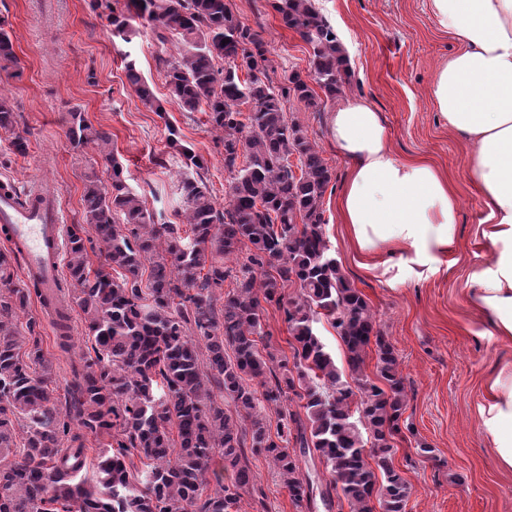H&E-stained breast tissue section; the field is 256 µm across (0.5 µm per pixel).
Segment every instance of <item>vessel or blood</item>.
<instances>
[{
  "label": "vessel or blood",
  "mask_w": 512,
  "mask_h": 512,
  "mask_svg": "<svg viewBox=\"0 0 512 512\" xmlns=\"http://www.w3.org/2000/svg\"><path fill=\"white\" fill-rule=\"evenodd\" d=\"M0 223L9 227V243L37 276L44 296H53L61 278V216L51 198L20 203L16 192L0 193Z\"/></svg>",
  "instance_id": "1"
}]
</instances>
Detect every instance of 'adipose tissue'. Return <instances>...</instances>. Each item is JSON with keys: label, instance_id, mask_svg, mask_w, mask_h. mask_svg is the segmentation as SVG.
Returning a JSON list of instances; mask_svg holds the SVG:
<instances>
[{"label": "adipose tissue", "instance_id": "1", "mask_svg": "<svg viewBox=\"0 0 512 512\" xmlns=\"http://www.w3.org/2000/svg\"><path fill=\"white\" fill-rule=\"evenodd\" d=\"M439 28L459 44L435 72L430 98L448 126L474 150L467 177L488 212L478 235L489 264L466 284L484 332L512 345V0H429ZM332 140L351 163L336 201L367 273L381 254L402 250L424 260L456 238L457 196L438 168L397 158L378 112L353 98L331 116ZM479 414L500 469L512 471V362L484 382Z\"/></svg>", "mask_w": 512, "mask_h": 512}]
</instances>
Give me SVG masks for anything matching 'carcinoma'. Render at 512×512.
<instances>
[{
  "label": "carcinoma",
  "instance_id": "obj_1",
  "mask_svg": "<svg viewBox=\"0 0 512 512\" xmlns=\"http://www.w3.org/2000/svg\"><path fill=\"white\" fill-rule=\"evenodd\" d=\"M272 6L312 49L307 76L293 70L277 86L268 75L276 71L270 51L229 0H129L162 53L177 44V56H158L170 95L186 112L209 113L210 129L224 145V210L203 176H186L181 194L191 234L155 223L126 184L109 134L83 113H70L71 145L97 146L111 166L105 181L94 170L84 174V223L68 231L67 278L58 286L62 296L76 294L93 355L80 357L71 400L58 408L37 321L29 319L28 335L19 339L13 320L31 297L39 298L55 316L59 347L67 352L70 315L50 306L34 276L29 287H12L14 251H0V512H240L245 494L255 512H268L248 451L271 462L297 508L318 500L331 507L334 489L352 512H373L375 501L384 512H406L410 485L392 462L398 444L414 434L403 418L400 361L331 251L323 198L332 173L322 150L285 112L292 99L320 111L310 80L335 99L349 78L348 57L313 0ZM107 22L113 36L129 41L124 13L110 10ZM4 25L0 69L19 63ZM125 69L136 96L163 115L135 62ZM0 130L11 133L14 152L27 153L28 139L14 132L13 108L2 92ZM167 130V145L185 167L205 169L177 130ZM89 228L103 245L95 268ZM230 256L234 269L224 267ZM114 268L123 270L119 281ZM228 279L233 287L221 302L216 290ZM290 284L293 294L286 293ZM269 306L288 324L290 359L263 330ZM324 318L343 343V366L320 338ZM371 350L373 377L366 372ZM226 400L235 414L224 410ZM267 409L278 415L274 434ZM103 433L111 443L88 479L81 476L83 438ZM309 455L332 477L319 491L301 473ZM136 458L144 469L136 470ZM212 480L218 489L209 493Z\"/></svg>",
  "mask_w": 512,
  "mask_h": 512
}]
</instances>
